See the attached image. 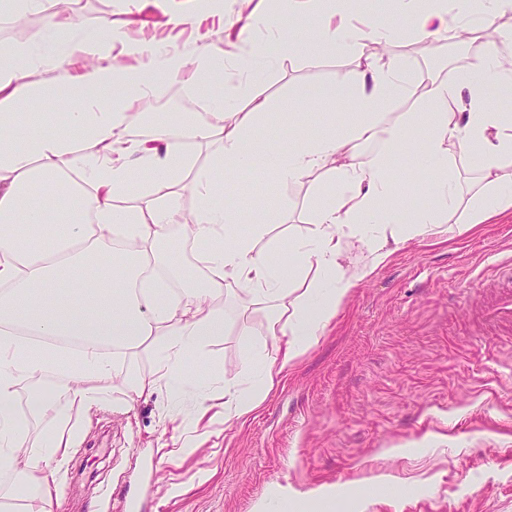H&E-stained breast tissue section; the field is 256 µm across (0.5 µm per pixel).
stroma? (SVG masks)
Returning <instances> with one entry per match:
<instances>
[{"mask_svg":"<svg viewBox=\"0 0 512 512\" xmlns=\"http://www.w3.org/2000/svg\"><path fill=\"white\" fill-rule=\"evenodd\" d=\"M255 9L284 28L316 24L290 15L281 0H71L61 21L89 32L110 22L126 41L198 54L235 38L239 18ZM173 11L190 22L168 24ZM42 32L39 14H0V51L38 42ZM390 52L416 76L469 60L453 41L436 54L413 39ZM352 67L328 53L301 54L266 73L264 95L306 100L261 120L256 149L267 167L292 147V131L313 137L355 120L356 103L330 94ZM224 92L169 78L154 99L177 102L173 118L208 111ZM271 143L277 152H268ZM250 179L236 200L279 210L270 237L306 234L321 174L279 186L268 200L260 173ZM508 249L512 214L442 242L408 243L353 288L325 335L242 425L224 421V380L245 351L265 354L267 319L225 295L215 304L223 336L189 358L212 380L205 408L189 392L171 412L165 390L140 397L121 380L106 381L102 408L71 417L82 442L65 467L60 512H125L132 497L138 512H265L276 502L287 512H512V354L493 334L472 335L485 298L474 277ZM174 440L182 451L170 450Z\"/></svg>","mask_w":512,"mask_h":512,"instance_id":"obj_1","label":"stroma"}]
</instances>
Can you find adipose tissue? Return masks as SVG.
<instances>
[{
	"label": "adipose tissue",
	"instance_id": "adipose-tissue-1",
	"mask_svg": "<svg viewBox=\"0 0 512 512\" xmlns=\"http://www.w3.org/2000/svg\"><path fill=\"white\" fill-rule=\"evenodd\" d=\"M352 0H288L289 9L320 16L315 38L281 31L250 14L238 42L210 45L189 57L145 41L136 51L138 70L112 55L118 37L113 24L97 33L65 32L47 15L41 44L7 49L0 62V469L34 490L40 512H54L61 497V472L78 434L49 396L37 398L32 414L48 421L50 435L31 447L13 402L19 384L42 376L51 365L32 335L77 337L81 367L65 374L70 406L88 412L100 406L104 381L113 374L108 347H153L154 378L126 377L137 395L165 388L170 404L186 388L206 401L211 383L192 372L187 359L224 334V318L213 307L227 287L239 303L269 309L272 348L261 360L244 358L237 377L224 382L225 421L246 420L280 383L287 367L323 336L352 288L385 267L400 245L473 231L512 209V114L500 111L488 86L512 90V40L502 21L512 18V0H391L388 16L354 22ZM421 38L430 50L458 41L471 53L464 67H451L426 84L412 80L398 57L382 49ZM351 58L354 67L338 79L339 96L355 100L359 118L344 129L327 126L315 138L280 158L274 179L292 184L319 172L309 209L311 227L287 246L295 261L282 267L272 255L280 243L265 239L279 214L256 207L224 205L240 174L253 171L255 129L272 101L259 87L266 71L300 50ZM78 55L87 65L78 76L62 69ZM53 66L48 80L32 79L34 69ZM177 77L195 86L225 81L227 94L192 123L174 126L155 118L152 135L127 137L143 116L134 110L161 79ZM416 98L415 113L391 116L393 103ZM64 105L62 129L47 131L18 121L30 104ZM423 148L417 158L429 178L425 205L401 203L392 173L412 134ZM87 147L78 153L75 139ZM380 141L381 151L364 155V143ZM216 145L207 166L190 183L192 211L181 204L178 186L192 143ZM466 162L477 173L462 188L454 169ZM78 173L87 189L79 201L60 175ZM130 197L147 198L130 206ZM49 224L60 231L51 242L23 241L20 230ZM182 225L203 258L208 276L197 286L172 292L181 279L174 261L155 275L154 249L171 226ZM251 234L241 235L238 225ZM366 254L363 265L353 250Z\"/></svg>",
	"mask_w": 512,
	"mask_h": 512
}]
</instances>
